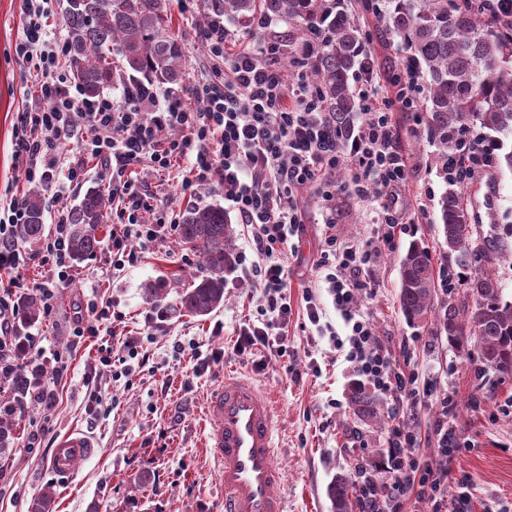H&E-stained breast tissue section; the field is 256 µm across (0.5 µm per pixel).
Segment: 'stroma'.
Instances as JSON below:
<instances>
[{
	"mask_svg": "<svg viewBox=\"0 0 512 512\" xmlns=\"http://www.w3.org/2000/svg\"><path fill=\"white\" fill-rule=\"evenodd\" d=\"M367 38L375 78L388 85L396 73L402 49L361 0H348ZM170 33L185 46L182 84L159 83L161 96L185 94L213 69L222 65L210 57L198 34L199 12L171 8ZM22 0H0V197L27 191L28 183L15 159V125L19 113L31 106L28 65L15 52L23 36ZM286 20L271 19L267 28L250 32L248 23L231 27L227 54L264 41H287ZM403 129L405 149L428 170L421 181L399 192L403 217L417 225L415 236L397 239L370 273L372 296L357 309L374 325L383 345L397 349L398 361L409 362L420 379L434 382L437 392L455 393L460 405L455 422L463 437L473 441L451 465L449 497L468 490L470 512H512V377H479L473 364L449 348L435 329L410 326L399 306L398 262L411 241L428 248L434 264L448 263L439 219L438 200L448 183L435 158L436 148L423 130L413 128L408 114L395 113ZM185 167L164 176L137 170L136 178L155 196L157 210L181 217L190 205L220 204L216 188L184 194ZM469 214L480 233L490 225L512 224V172L491 170L465 186ZM299 203L305 230L284 253L288 272L287 294L293 316L284 333L288 354L272 347L256 358L237 354L234 345L249 317L257 286L235 270L225 276L224 305L205 317L181 313L178 298L193 279L206 275L199 256H187L177 239L146 249L139 262L113 270L107 248L73 268L71 281L58 289L51 315L29 325L46 349L43 382L58 395L51 421H44L36 404L8 415L17 436L14 452L0 458V512H28L31 500L44 488L56 493L54 512H224L220 471L206 445L209 432L206 402L225 372L251 379L270 392L276 404V463L284 473L283 493L288 512H331L326 495L330 481L352 472L357 458L374 461L386 450L388 421L364 423L348 405V387L355 376L330 337L309 325L304 296L316 283L314 266L320 256L326 227L315 190H303ZM337 234L345 239L376 241L379 209L374 201L338 197ZM164 281L167 295L160 306L144 297L146 285ZM109 308L113 336L111 366L95 356L99 339L73 344L70 326L83 314L89 300ZM139 340L150 355L146 365L128 358L126 340ZM184 351L173 355V344ZM60 354L67 369L56 376L53 354ZM319 373H312L311 364ZM101 403L90 407L91 394ZM45 426L40 447L27 445L28 434ZM78 429L95 443L92 456L76 462L69 480H61L52 465L54 448L68 431ZM359 432L361 447H350V435Z\"/></svg>",
	"mask_w": 512,
	"mask_h": 512,
	"instance_id": "stroma-1",
	"label": "stroma"
}]
</instances>
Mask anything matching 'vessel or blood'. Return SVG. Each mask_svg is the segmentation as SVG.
<instances>
[{
    "label": "vessel or blood",
    "mask_w": 512,
    "mask_h": 512,
    "mask_svg": "<svg viewBox=\"0 0 512 512\" xmlns=\"http://www.w3.org/2000/svg\"><path fill=\"white\" fill-rule=\"evenodd\" d=\"M207 446L221 469L224 512H286L283 474L275 459V405L254 383L228 373L207 402ZM84 433L64 435L53 453L59 475L70 477L77 458L92 455Z\"/></svg>",
    "instance_id": "1"
}]
</instances>
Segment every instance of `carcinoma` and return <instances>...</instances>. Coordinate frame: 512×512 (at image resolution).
Returning <instances> with one entry per match:
<instances>
[{
  "mask_svg": "<svg viewBox=\"0 0 512 512\" xmlns=\"http://www.w3.org/2000/svg\"><path fill=\"white\" fill-rule=\"evenodd\" d=\"M203 25L214 18L233 24L260 14L286 18L296 31L294 44L315 32L319 43L310 59L308 76L319 87L324 110L336 130L351 133L359 112L353 80L363 73L367 49L353 18L328 0H202ZM466 0H381L379 19L400 39L404 52L427 83L421 101L424 129L443 158L457 147L466 130H476L491 141L497 169L512 172V24L493 22L465 6ZM169 0H66L63 24L71 78L87 95H97L118 81L147 80L178 84L186 64L183 43L171 36ZM110 191L91 187L67 212L72 226L70 255L81 264L95 254L102 240ZM440 221L448 253L460 267L478 264L466 280L467 298L457 299L454 289L435 302L439 278L428 249L414 243L399 262L400 310L406 321L425 328L436 322L448 345L462 356H477L480 368L512 376V301L503 297L493 266L509 252L512 225L491 233L472 247L477 225L468 220L464 188L457 182L439 201ZM46 198L41 190L27 194V223L17 238L33 243L45 231ZM234 229L220 205L190 207L179 224L184 249L199 255L209 275L186 288L180 308L191 316H207L224 306V274L234 261ZM42 314L38 295L18 298L16 318L23 326ZM353 415L363 421L380 419V401L364 385L352 382L348 394ZM16 436L0 420V456L12 451ZM332 512H354L358 494L353 480L336 477L327 488ZM50 487L31 503L29 512H52Z\"/></svg>",
  "mask_w": 512,
  "mask_h": 512,
  "instance_id": "obj_1",
  "label": "carcinoma"
}]
</instances>
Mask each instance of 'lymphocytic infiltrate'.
<instances>
[{
    "mask_svg": "<svg viewBox=\"0 0 512 512\" xmlns=\"http://www.w3.org/2000/svg\"><path fill=\"white\" fill-rule=\"evenodd\" d=\"M50 2L22 0L25 26L16 52L35 75V103L21 113L16 128V157L26 181L49 185L61 174L77 184L86 175V161L103 163L117 203L109 247L116 270L138 263V246L178 232L177 222L161 214L154 223H142V213L153 205L150 194L133 179L134 167L161 175L183 163L191 173L182 183L183 191L221 189L239 222L251 229V250L239 253L236 265L260 288L254 320L241 329L236 343L241 354L269 346L271 336L288 325L292 306L281 256L303 231L299 190L316 187L327 227L317 276L326 283L349 330L346 340L337 341L336 346L345 350L347 362L359 376L392 400L382 470L369 468L361 459L354 466L362 512H404L411 499L427 504L430 512H449L448 464L471 445L453 427L458 401L451 395L439 396L432 429L439 460L422 459L409 419L421 409L423 397L431 395L433 386L419 384L414 372L394 369L392 352L377 342L371 322L356 309L358 300L373 292L369 273L379 262L380 249L341 239L336 233L340 194L359 201L382 196V237L387 246L414 231L412 222L393 216L396 190L420 180L423 169L414 155L403 150L393 120L394 110H419L421 90L410 64L402 65L387 91L376 84L373 73L361 76L356 90L359 123L356 131L344 136L324 112L319 88L306 77L315 39L306 40L298 52H289L283 43L266 42L256 51L229 57L225 54L228 33L217 18L201 38L212 56L223 58L224 67L192 88V95L202 103L200 109L186 107L176 96L159 101L150 81L126 85L125 106L119 109L111 97L82 96L60 73L67 45L47 27ZM285 56L295 74L289 84L277 68ZM167 128L174 130V137H162ZM69 140L76 141L78 151L65 165L56 148ZM494 151L480 136L465 134L459 154L448 157L449 179L463 182L486 174ZM342 168L349 176L336 193L326 177ZM52 200L56 222L41 248L48 276L39 285L48 313L53 310L56 289L69 281L72 269L64 190H57ZM26 220V200L12 195L0 210V272L9 276L0 285V383L10 380L22 363L44 354L33 337H20L15 324L14 289L31 259L18 245L16 228Z\"/></svg>",
    "mask_w": 512,
    "mask_h": 512,
    "instance_id": "lymphocytic-infiltrate-1",
    "label": "lymphocytic infiltrate"
}]
</instances>
